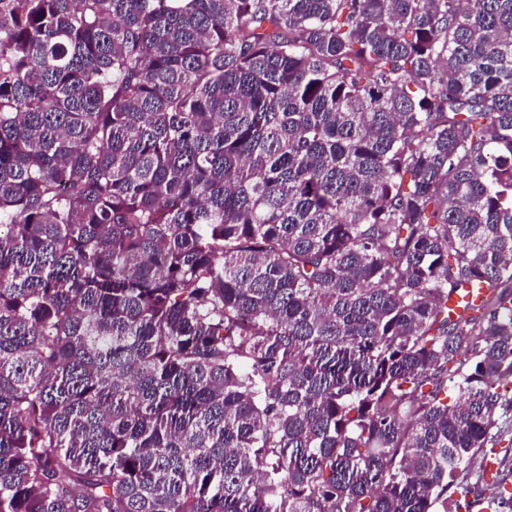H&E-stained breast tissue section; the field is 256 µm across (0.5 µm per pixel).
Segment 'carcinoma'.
Here are the masks:
<instances>
[{
    "instance_id": "1",
    "label": "carcinoma",
    "mask_w": 512,
    "mask_h": 512,
    "mask_svg": "<svg viewBox=\"0 0 512 512\" xmlns=\"http://www.w3.org/2000/svg\"><path fill=\"white\" fill-rule=\"evenodd\" d=\"M506 402L512 0H0V512H448ZM490 295L487 290L484 289L478 294L472 292L467 293L464 296L453 295L448 300V307L451 310L453 318H468L469 316L476 314L477 310L482 307L483 304L489 299Z\"/></svg>"
}]
</instances>
